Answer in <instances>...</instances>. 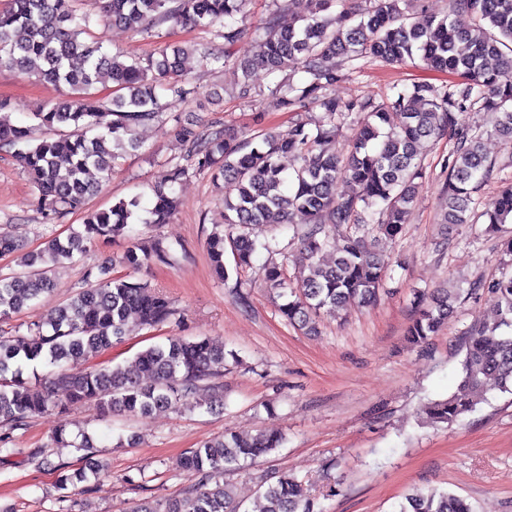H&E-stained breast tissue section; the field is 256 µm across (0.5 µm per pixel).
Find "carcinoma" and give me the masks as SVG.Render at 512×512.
Returning <instances> with one entry per match:
<instances>
[{"mask_svg":"<svg viewBox=\"0 0 512 512\" xmlns=\"http://www.w3.org/2000/svg\"><path fill=\"white\" fill-rule=\"evenodd\" d=\"M98 20L149 34L165 23L203 25L211 41L196 45L166 44L157 56L127 61L109 54L88 38L92 16L80 11L79 0H9L0 11V68L68 87L67 99L29 114L32 123L13 122L0 102V147L31 177L38 205L59 217L94 196L112 177L121 151L139 148L138 127L167 110L169 101L197 94L188 79L187 61L217 59L213 42L230 48L241 35L236 15L243 0H97ZM293 0H273L255 54L237 60L224 54V64L237 65L244 82L239 96L250 95L249 76L256 67L272 72H303L300 86L288 80L276 86L274 107L304 112L323 110L315 128L299 121L286 140L265 132L242 137L224 125L203 137L193 124H179L175 136L186 148V163H177L165 179L150 186L151 224H167L177 208L174 185L209 173L224 182V224L228 233L209 235L208 256L215 274L229 278L224 263L231 250L236 274L252 266L257 248L288 258L292 243L261 242L268 224H289L295 212L310 217L294 230L300 242L297 286L288 280L286 264L265 269L269 288L284 299L279 312L289 324L309 334L318 332L324 315L352 305L376 302L388 269L379 242L394 239L407 223L411 203L425 177L417 155L424 138L447 134L455 140L445 163V225L471 224L476 213L472 193L493 172L483 151L482 135L463 124L459 115L478 104L498 114L496 133L512 139V0H449L442 17L404 15L401 0H309L308 14L288 17ZM336 2L342 9L328 10ZM420 57L435 71L456 78L437 87L415 83L408 91L375 104L343 102L329 94L345 77L343 66L356 59L405 64ZM115 84L111 97L94 92L102 77ZM364 112L350 154L342 159L332 149L336 120ZM57 132L58 138H36L35 130ZM300 161L293 174L280 164L283 155ZM140 199H121L107 210L91 211L81 228L65 238L54 237L38 252L23 258L22 268L0 274V319L8 320L39 304L55 288L53 270L98 241L125 231ZM374 209L377 219L362 224L360 214ZM490 229L512 217V187L504 189L486 212ZM336 250L333 265L321 267L317 257ZM172 254L156 244L131 246L121 263L137 269L171 262ZM489 295L499 320L474 324L463 340L461 377L455 391L427 408L429 419L452 423L473 410L489 382L512 393V273L471 289ZM421 307L408 327L410 343L425 345L455 312L458 296L436 288L419 298ZM174 315L170 301L148 283L112 274L106 260L87 270L85 285L49 314L27 324L28 334L0 335V425L15 428L35 417L61 413L94 403L103 415L120 412L146 415L156 409L193 407L200 383L212 390L210 405L224 406L220 379L227 358L224 346L208 337L173 335L139 351L133 365H86L92 352L123 341L134 316L140 326L154 328ZM48 371L34 379L26 367ZM53 441L73 448L86 463L103 468L92 437L80 433L69 440L58 429ZM283 437L259 432L243 437L226 432L188 449L183 470L197 478L182 498L163 512H240L224 472L254 462L280 447ZM260 512H322L295 477L277 472L262 491ZM398 512H472L464 499L438 489L416 490L404 497Z\"/></svg>","mask_w":512,"mask_h":512,"instance_id":"obj_1","label":"carcinoma"}]
</instances>
